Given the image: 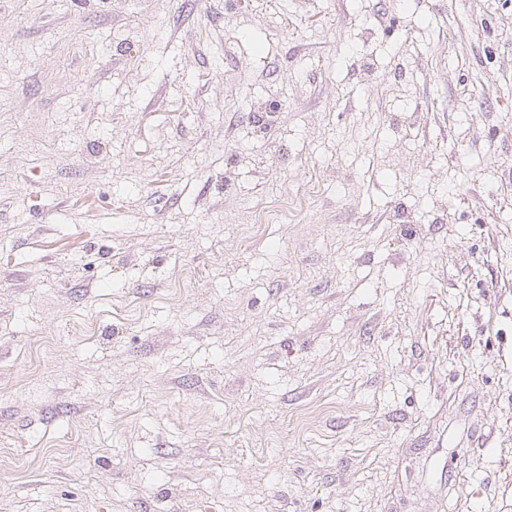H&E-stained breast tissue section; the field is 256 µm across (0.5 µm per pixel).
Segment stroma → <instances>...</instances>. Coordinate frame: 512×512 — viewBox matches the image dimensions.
I'll list each match as a JSON object with an SVG mask.
<instances>
[{"label":"stroma","mask_w":512,"mask_h":512,"mask_svg":"<svg viewBox=\"0 0 512 512\" xmlns=\"http://www.w3.org/2000/svg\"><path fill=\"white\" fill-rule=\"evenodd\" d=\"M0 512H512V0H0Z\"/></svg>","instance_id":"1"}]
</instances>
